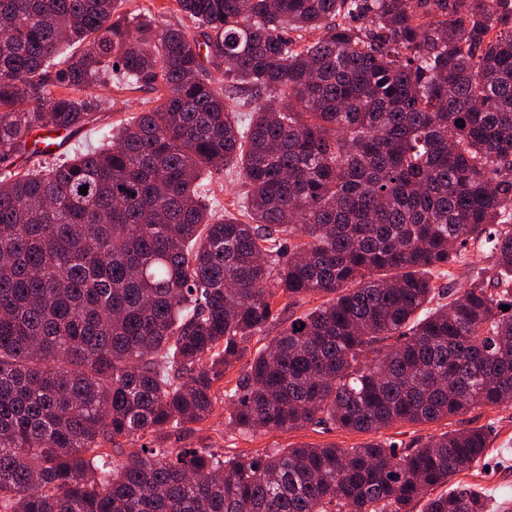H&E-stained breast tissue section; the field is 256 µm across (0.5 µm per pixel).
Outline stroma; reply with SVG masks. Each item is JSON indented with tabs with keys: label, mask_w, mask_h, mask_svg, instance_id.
I'll return each instance as SVG.
<instances>
[{
	"label": "stroma",
	"mask_w": 512,
	"mask_h": 512,
	"mask_svg": "<svg viewBox=\"0 0 512 512\" xmlns=\"http://www.w3.org/2000/svg\"><path fill=\"white\" fill-rule=\"evenodd\" d=\"M120 13L146 12L152 14L156 24L174 26L188 33H196L192 19L178 11L174 0H120ZM94 92L103 101V109L95 122L81 130L65 135L63 149L52 155L50 164H60L78 150L98 146L102 132L108 126H120L137 113L156 105L157 90L143 85L134 89L107 83L95 87ZM246 188L237 174L204 175L200 193L206 207L217 214H242ZM228 405L217 402L211 416L189 430L169 432L165 443L171 448H210L215 452L233 455H251L264 449H285L307 443L314 445L335 444L343 448L368 442V435L336 428L308 427L298 431L270 432L244 436L227 426L225 417ZM483 428L488 436L489 448L483 458L469 471L453 477V484L472 485L485 493L491 502L512 503V404L499 407L476 405L461 415L451 416L431 424H396L377 433V440L406 446L415 438L437 435L451 430Z\"/></svg>",
	"instance_id": "stroma-1"
}]
</instances>
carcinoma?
Here are the masks:
<instances>
[{
  "label": "carcinoma",
  "instance_id": "carcinoma-1",
  "mask_svg": "<svg viewBox=\"0 0 512 512\" xmlns=\"http://www.w3.org/2000/svg\"><path fill=\"white\" fill-rule=\"evenodd\" d=\"M117 2L0 0V512H488L442 490L481 428L225 458L160 439L308 296L224 391L237 431L512 402V0H176L198 36ZM115 68L158 104L9 169L34 132L94 122ZM230 166L245 221L198 192ZM472 246L494 275L434 303Z\"/></svg>",
  "mask_w": 512,
  "mask_h": 512
}]
</instances>
